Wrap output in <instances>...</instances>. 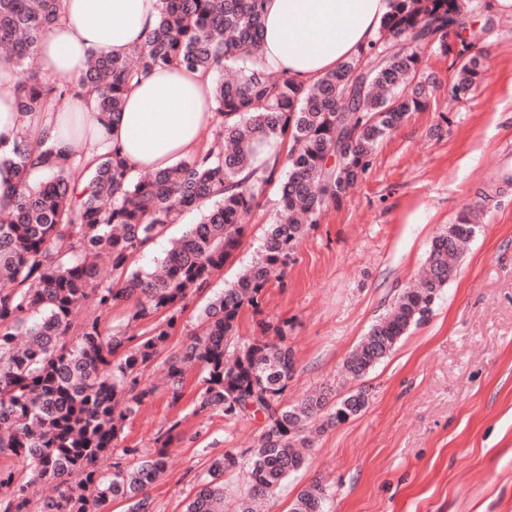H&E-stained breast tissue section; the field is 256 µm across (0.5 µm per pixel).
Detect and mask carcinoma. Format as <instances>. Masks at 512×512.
Instances as JSON below:
<instances>
[{"label":"carcinoma","instance_id":"1","mask_svg":"<svg viewBox=\"0 0 512 512\" xmlns=\"http://www.w3.org/2000/svg\"><path fill=\"white\" fill-rule=\"evenodd\" d=\"M264 4L162 0L141 47L122 57L93 55L78 78L51 80L36 60L62 0H0V49L14 76L5 92L18 112H40L49 102L64 111L86 90L109 122L132 83L152 71L214 77L209 143L175 167L130 180L118 152L103 153L78 193L72 169L86 155L82 138L64 153L47 137L22 136L0 154V171L12 181L11 202L0 209V457L20 462L0 468V512H106L116 499L127 512H148L146 491L168 468L180 421L151 455L125 462L137 452L120 447L125 423L154 392L142 373L178 331L188 301L206 293L238 249L246 217L272 189L276 220L251 266L201 307L205 334L167 359L172 398L182 395L187 368L198 366L197 410H220L229 420L264 415L236 512H253L257 499L304 467L303 449L313 446L322 414L337 426L366 408L362 391L330 409L323 395L282 403L295 373L292 350L281 340L236 342L237 320L244 306L259 304L320 214L368 172L378 141L424 105L434 83L422 67L425 49L448 50V33L456 32L462 49L448 92L475 90L479 58L468 52L476 42L461 36L472 0H389L368 48L308 86L259 66ZM187 211L198 212V221L172 242L161 273L138 268L136 256ZM476 228L465 216L432 240L418 285L398 296L346 359L353 378L428 320L460 265V243ZM102 257L110 280L98 277ZM119 306L127 312L123 330L108 321ZM82 308L91 314L76 325ZM141 325L143 332L127 334ZM108 456L115 461L106 473L98 464ZM241 464L230 451L214 458L186 512H224V474ZM47 482L56 494L34 497L31 489ZM325 499L313 482L291 512H324Z\"/></svg>","mask_w":512,"mask_h":512}]
</instances>
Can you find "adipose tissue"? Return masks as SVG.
Instances as JSON below:
<instances>
[{"instance_id":"obj_1","label":"adipose tissue","mask_w":512,"mask_h":512,"mask_svg":"<svg viewBox=\"0 0 512 512\" xmlns=\"http://www.w3.org/2000/svg\"><path fill=\"white\" fill-rule=\"evenodd\" d=\"M160 8V0H63L60 21L40 42L42 73L76 78L91 53L128 54L143 42ZM387 10V0H267L261 64L312 84L366 47ZM211 98L212 80L202 72L154 71L127 92L122 112L106 125L89 94L75 99L74 111L23 117L12 97L1 93L0 141L9 145L18 135L35 140L47 132L63 149L78 131L101 151H119L135 177L175 166L200 150L213 119Z\"/></svg>"}]
</instances>
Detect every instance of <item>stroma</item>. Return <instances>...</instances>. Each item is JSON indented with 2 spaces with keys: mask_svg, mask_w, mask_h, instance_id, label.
Masks as SVG:
<instances>
[{
  "mask_svg": "<svg viewBox=\"0 0 512 512\" xmlns=\"http://www.w3.org/2000/svg\"><path fill=\"white\" fill-rule=\"evenodd\" d=\"M493 0H474L468 30L480 33L483 74L468 97L448 95L451 52L427 49L437 87L377 146L369 172L323 211L259 307L245 306L240 339L259 322L281 325L295 374L288 403L365 391L366 408L319 434L300 472L264 512H290L306 486L326 489L325 512H512V19ZM276 205L247 222L242 246L217 270L210 290L231 284L256 254ZM479 228L432 315L361 379L343 364L413 284L432 239L468 211ZM158 360L142 375L151 398L127 420L122 444L152 452L172 422L179 434L167 472L148 489L152 512H185L211 459L257 447L262 417L227 421L196 411L197 374L180 399Z\"/></svg>",
  "mask_w": 512,
  "mask_h": 512,
  "instance_id": "35a3bbf8",
  "label": "stroma"
}]
</instances>
